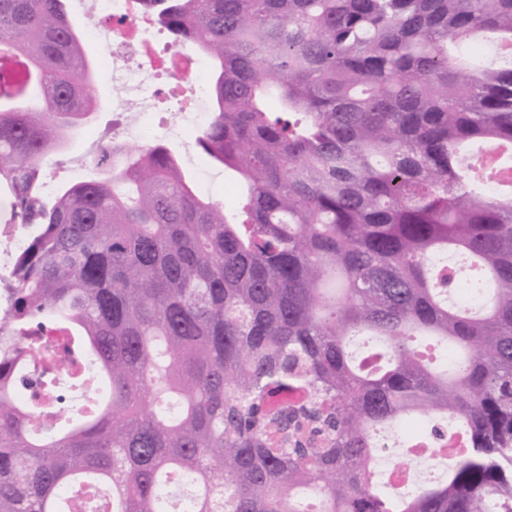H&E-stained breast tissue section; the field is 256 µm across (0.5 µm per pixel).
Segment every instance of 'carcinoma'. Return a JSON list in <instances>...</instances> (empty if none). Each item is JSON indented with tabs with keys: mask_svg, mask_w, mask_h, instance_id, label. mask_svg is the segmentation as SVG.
I'll list each match as a JSON object with an SVG mask.
<instances>
[{
	"mask_svg": "<svg viewBox=\"0 0 512 512\" xmlns=\"http://www.w3.org/2000/svg\"><path fill=\"white\" fill-rule=\"evenodd\" d=\"M146 2L211 61L235 204L161 144L44 196L98 20L0 0V512H512V0ZM60 362L89 397L49 415ZM435 417L454 465L380 489L374 431ZM12 198L9 193L0 190V289L8 288L12 276V259L26 243L27 229L24 224H15ZM3 290V289H2ZM0 292V305L4 306V298Z\"/></svg>",
	"mask_w": 512,
	"mask_h": 512,
	"instance_id": "1",
	"label": "carcinoma"
}]
</instances>
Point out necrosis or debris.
I'll return each instance as SVG.
<instances>
[{
    "label": "necrosis or debris",
    "instance_id": "obj_1",
    "mask_svg": "<svg viewBox=\"0 0 512 512\" xmlns=\"http://www.w3.org/2000/svg\"><path fill=\"white\" fill-rule=\"evenodd\" d=\"M91 8L94 15L107 20L92 38L116 91L112 110L119 114L120 126L115 142L125 146L148 138L189 142L211 119L205 59L174 43H161L164 30L143 0H91ZM163 74L189 79L193 95L171 100L170 119L160 126L145 106L159 98L156 78Z\"/></svg>",
    "mask_w": 512,
    "mask_h": 512
}]
</instances>
